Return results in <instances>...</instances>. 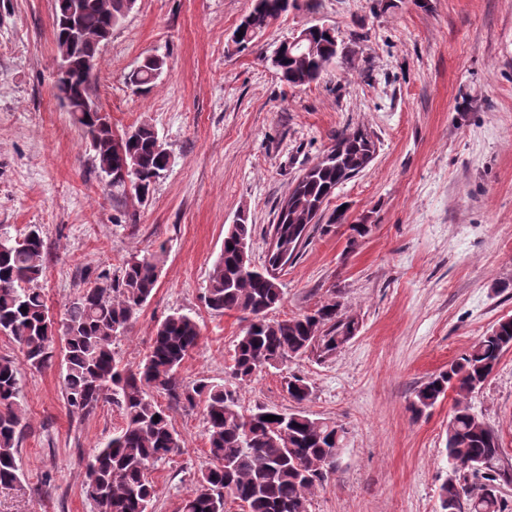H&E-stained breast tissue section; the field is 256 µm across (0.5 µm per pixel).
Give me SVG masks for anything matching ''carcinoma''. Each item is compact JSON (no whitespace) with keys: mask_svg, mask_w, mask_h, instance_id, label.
Masks as SVG:
<instances>
[{"mask_svg":"<svg viewBox=\"0 0 512 512\" xmlns=\"http://www.w3.org/2000/svg\"><path fill=\"white\" fill-rule=\"evenodd\" d=\"M78 24L91 34L107 32L125 17L123 0H80ZM296 0H255L238 25L243 35L233 36L237 50H245ZM71 0H55L54 36L67 45ZM312 49L290 50L280 44L267 58L270 67L292 86L316 81L326 67L348 56L333 28L308 27ZM100 43L87 40L70 47L71 66L64 79L71 90L70 111L76 123L91 134L94 169L107 175L112 198L131 194L147 198L156 180L169 167L166 150L148 124H140L115 137L107 117L80 110V99L90 94L93 75L83 69L86 56L98 54ZM165 58H144L129 75L141 92L148 90ZM335 156L318 161L300 175L281 201L271 225L280 244L256 268L249 255L252 225L241 217L224 235L220 258L209 275L204 293L207 307L216 313L239 312L248 325L231 355L234 379L251 380L262 370L309 354L328 357L347 344L358 322L342 313V304L330 300L316 309L286 319L268 313L283 301L278 271L294 260L318 226L329 234L347 224V211L324 214V205L336 188L367 166L376 142L365 129L336 135ZM167 255L166 243L138 253L123 262L120 275L100 271L95 282L74 298L64 317L55 320L40 286L44 272V238L33 225L11 238L0 233V333L12 337L22 349L26 365L41 370L61 358L66 403L76 414L92 412L101 403L121 408L125 424L94 449L86 498L97 512H150L155 489L149 471L181 452L182 439L151 391H163L193 406L204 403L209 465L201 471L183 502L182 512H309L311 497L336 471V454L345 445L347 431L329 419H314L296 411L280 412L258 407L240 408L236 389L200 381L181 388L178 370L197 345L200 327L190 315L175 312L155 328L153 344L134 368L123 367L115 357L113 342L131 326L157 287ZM27 311H22V308ZM512 348V318L494 325L470 351L448 364V370L415 390L411 409L419 413L432 407L451 389L457 394L454 414L446 431L448 478L440 486L441 512L448 502L459 503L458 512H512L503 494L488 497L489 484L512 483V469L502 464L499 435L468 402L494 372L501 355ZM22 371L9 358H0V488H11L22 477L19 438L24 428ZM285 388L300 404L310 397V386L291 376ZM159 420H154V416ZM274 415L276 421L265 417ZM467 464L461 468L459 463Z\"/></svg>","mask_w":512,"mask_h":512,"instance_id":"obj_1","label":"carcinoma"}]
</instances>
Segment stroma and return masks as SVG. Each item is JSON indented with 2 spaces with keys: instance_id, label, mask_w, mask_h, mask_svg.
Listing matches in <instances>:
<instances>
[{
  "instance_id": "1",
  "label": "stroma",
  "mask_w": 512,
  "mask_h": 512,
  "mask_svg": "<svg viewBox=\"0 0 512 512\" xmlns=\"http://www.w3.org/2000/svg\"><path fill=\"white\" fill-rule=\"evenodd\" d=\"M252 7L137 0L101 46L90 93L113 133L149 124L170 155L147 200L116 203L57 94L54 0H0V233L41 228V285L57 318L86 276L118 273L131 254L166 243L157 287L113 348L137 366L157 323L186 313L201 336L179 370L182 386L227 382L246 321L203 299L227 228L246 215L252 261L263 266L269 226L296 179L337 132L367 130L373 161L326 208L368 216L371 232L349 253L346 227L311 229L279 274L284 300L272 313L284 319L336 297L358 332L330 357L263 369L240 387L239 404L346 428L338 467L310 512H439L456 394L419 414L409 403L512 317V0H298L240 52L232 34ZM317 23L334 27L351 57L309 85H288L266 58ZM151 54L167 65L142 95L127 76ZM60 373L57 364L23 372L24 477L0 488V512H97L83 493L87 465L124 418L111 403L70 413ZM293 374L311 388L299 404L285 388ZM154 399L184 449L151 469L152 512H181L209 464L204 406ZM469 402L512 467V349Z\"/></svg>"
}]
</instances>
